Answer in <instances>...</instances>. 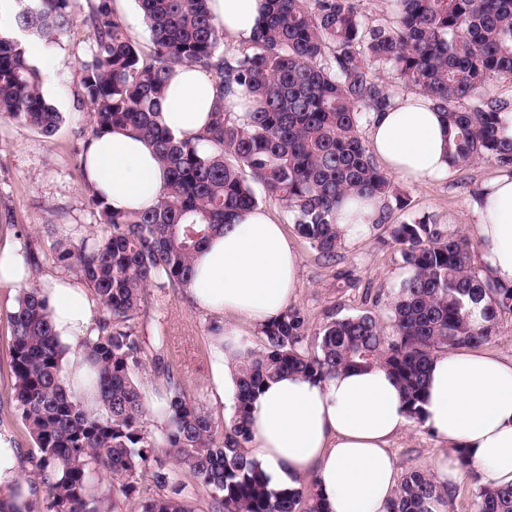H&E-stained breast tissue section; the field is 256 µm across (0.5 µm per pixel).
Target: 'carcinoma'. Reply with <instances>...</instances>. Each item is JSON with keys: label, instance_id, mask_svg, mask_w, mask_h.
<instances>
[{"label": "carcinoma", "instance_id": "obj_1", "mask_svg": "<svg viewBox=\"0 0 512 512\" xmlns=\"http://www.w3.org/2000/svg\"><path fill=\"white\" fill-rule=\"evenodd\" d=\"M18 2L13 32L0 34V116L50 136L62 116L47 102L21 37L56 40L71 29L77 0ZM137 2L150 29L146 51L128 38L111 0H90L89 55L80 62L90 123L75 132L74 153L82 158L93 138L128 127L152 144L168 181L157 204L141 212H114L89 187L105 235L61 245L49 257L26 245L35 271L48 259L74 268L98 299V336L80 343L96 407L61 379L69 348L53 333L41 289H23L8 315L14 400L45 486L38 512H114L130 501L137 512H191L162 493L174 477L155 456L160 450L212 491V512H323L313 478L271 491L247 450L248 406L265 382L285 373L324 381L382 366L418 420L434 354L477 346L512 316V285L481 276L470 239L428 216L391 223L407 199L360 133L395 99L381 77L387 70L441 113L454 167L485 157L512 175V139L500 136L512 102L486 91L492 79L512 81V0H393L392 26L366 23L356 0H266L263 26L229 52L220 49L224 32L208 0ZM182 63L212 73L218 88L211 126L197 138L178 139L160 121L171 69ZM235 86L246 91L243 112L224 102ZM254 182L328 263L341 244L336 210L348 198H382L373 224L386 229L412 275L394 291L387 327L363 313L332 316L312 334L295 307L262 326L260 348L238 354L239 385L222 423L188 398L169 362L155 358L166 382L158 440L143 426L148 406L136 379L144 361L135 322L146 288L186 287L201 247L258 206ZM147 480L159 493L142 496ZM454 493L411 471L389 512H430L431 499ZM474 512H512V485L478 486Z\"/></svg>", "mask_w": 512, "mask_h": 512}]
</instances>
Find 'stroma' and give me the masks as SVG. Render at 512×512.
I'll return each mask as SVG.
<instances>
[{
	"label": "stroma",
	"mask_w": 512,
	"mask_h": 512,
	"mask_svg": "<svg viewBox=\"0 0 512 512\" xmlns=\"http://www.w3.org/2000/svg\"><path fill=\"white\" fill-rule=\"evenodd\" d=\"M88 3L78 0L73 27L55 42L41 43V53L33 59L42 74L45 98L62 115L56 132L47 137L16 121H0V247L29 242L50 254L56 243H75L100 230L73 152L75 131L89 123L88 107L77 102L80 62L89 53L83 23ZM499 173L493 160L481 158L429 184L395 180V187L406 193L409 205L394 212L392 219L400 222L426 215L446 230L471 235L477 221L473 191ZM259 204L283 225L300 256L295 306L305 314L311 329H319L331 313L346 317L371 311L379 318L387 317L395 287L393 275L402 265L382 228L374 226L363 237L342 241L335 263L328 265L319 261L316 251L297 234L277 201L263 195ZM343 270L350 271V280L340 279ZM20 291L17 285H0V432L13 435L19 448L20 474L32 482L38 475L28 458L35 447L12 399L15 380L7 316L16 307ZM212 323V318L185 294L151 289L148 304L137 320L138 334L149 356L137 375L147 400L166 394L164 381L152 362L159 354L177 368L191 400L216 419L230 416L231 404L216 401L211 392ZM392 448L400 477L413 470L434 472L441 453L437 440L416 422L394 439Z\"/></svg>",
	"instance_id": "35a3bbf8"
}]
</instances>
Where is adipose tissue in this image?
Returning a JSON list of instances; mask_svg holds the SVG:
<instances>
[{"label": "adipose tissue", "instance_id": "1", "mask_svg": "<svg viewBox=\"0 0 512 512\" xmlns=\"http://www.w3.org/2000/svg\"><path fill=\"white\" fill-rule=\"evenodd\" d=\"M263 6L264 0H209L216 24L236 41L261 25ZM215 95L209 74L175 67L162 124L178 138L200 136ZM369 143L382 169L403 180L427 183L452 170L442 118L419 96L395 99L372 123ZM85 177L112 209L140 211L157 202L166 172L149 143L133 131L115 130L91 141ZM476 213L484 276L512 284V175L485 184ZM299 265L282 225L258 207L199 250L185 293L209 315L258 328L296 300ZM43 292L63 345L96 336L97 302L86 288L52 278ZM231 336L221 327L210 338L212 381L217 395L228 398L237 392L238 377ZM420 407L422 428L443 447L436 463L440 482L455 481L467 462L481 471L485 485L512 484V356L479 347L438 353ZM249 412L251 455L268 489H291L311 475L326 512H387L397 489L390 443L410 422L387 370H347L322 382L283 375L264 385ZM18 454L13 437L0 432V501L12 512H28L36 488L20 479Z\"/></svg>", "mask_w": 512, "mask_h": 512}]
</instances>
